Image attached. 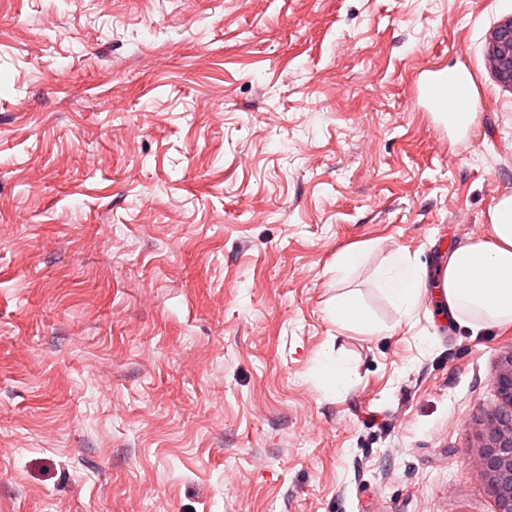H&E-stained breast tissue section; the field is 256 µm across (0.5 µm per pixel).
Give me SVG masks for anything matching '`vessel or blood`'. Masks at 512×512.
<instances>
[{
    "label": "vessel or blood",
    "mask_w": 512,
    "mask_h": 512,
    "mask_svg": "<svg viewBox=\"0 0 512 512\" xmlns=\"http://www.w3.org/2000/svg\"><path fill=\"white\" fill-rule=\"evenodd\" d=\"M422 107L441 125L462 133L471 126L477 112V86L468 67L429 69L418 86Z\"/></svg>",
    "instance_id": "b4317fda"
}]
</instances>
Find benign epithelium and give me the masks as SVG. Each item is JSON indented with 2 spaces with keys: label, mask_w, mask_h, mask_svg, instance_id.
Segmentation results:
<instances>
[{
  "label": "benign epithelium",
  "mask_w": 512,
  "mask_h": 512,
  "mask_svg": "<svg viewBox=\"0 0 512 512\" xmlns=\"http://www.w3.org/2000/svg\"><path fill=\"white\" fill-rule=\"evenodd\" d=\"M492 72L501 84L512 87V19L492 33L489 49ZM501 408L488 419L476 464L490 478L496 492L495 512H512V354L493 379Z\"/></svg>",
  "instance_id": "benign-epithelium-1"
}]
</instances>
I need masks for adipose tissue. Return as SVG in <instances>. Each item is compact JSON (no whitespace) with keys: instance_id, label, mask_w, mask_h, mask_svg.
<instances>
[{"instance_id":"adipose-tissue-1","label":"adipose tissue","mask_w":512,"mask_h":512,"mask_svg":"<svg viewBox=\"0 0 512 512\" xmlns=\"http://www.w3.org/2000/svg\"><path fill=\"white\" fill-rule=\"evenodd\" d=\"M489 237L457 246L448 256L442 286L449 314L473 331L512 325V196L500 198L490 215ZM377 286L403 317L418 307L424 272L402 251L392 254L377 277ZM336 325L363 333L376 331L355 292L337 296L329 310Z\"/></svg>"}]
</instances>
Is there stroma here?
<instances>
[{"mask_svg":"<svg viewBox=\"0 0 512 512\" xmlns=\"http://www.w3.org/2000/svg\"><path fill=\"white\" fill-rule=\"evenodd\" d=\"M512 0H0V512H494L512 326L433 277L512 196ZM469 65L470 135L415 102ZM363 257L337 282L342 249ZM357 290L378 330L331 322ZM352 382L335 389L323 355ZM492 72L501 84L512 87V19L502 22L492 33L489 49ZM377 288L403 317L411 318L424 288V271L405 252L398 250L379 271ZM501 408L488 419L476 464L490 478L496 492L495 512H512V354L493 379Z\"/></svg>","mask_w":512,"mask_h":512,"instance_id":"obj_1","label":"stroma"}]
</instances>
